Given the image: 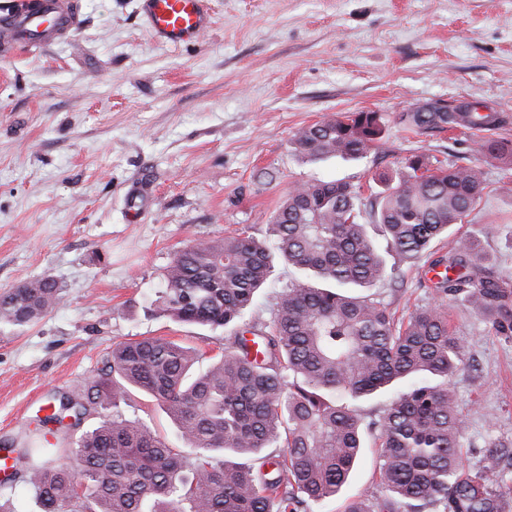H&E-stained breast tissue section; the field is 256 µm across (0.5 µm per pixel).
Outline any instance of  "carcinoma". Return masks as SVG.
<instances>
[{"label": "carcinoma", "mask_w": 512, "mask_h": 512, "mask_svg": "<svg viewBox=\"0 0 512 512\" xmlns=\"http://www.w3.org/2000/svg\"><path fill=\"white\" fill-rule=\"evenodd\" d=\"M402 120L417 132L496 125L490 113L424 112ZM382 134L375 112L325 118L300 129L295 150L312 161L361 159ZM473 152L512 165V141L478 140ZM485 171L477 164L432 166L406 159L399 183L369 197L349 182L305 183L273 216L270 239L244 233L193 243L166 266L156 299L161 313L190 325L224 328L227 346L194 373L199 350L166 338L119 343L100 373L71 395L72 409L45 417L76 424L89 413L68 460L40 461L46 434L8 449L25 472L40 512H302L340 494L365 448L353 402L396 382L412 384L369 430L380 439L382 501L351 500L344 512H504L498 451L475 471L461 458L466 419L450 389L466 342L448 306L478 313L512 337V285L479 248L485 226L430 261L434 303L397 320L371 293L393 277L368 225L397 253L431 256L433 244L479 204ZM282 261L301 273L280 294L270 324L244 321ZM61 299L50 277L0 296V324L26 326ZM154 398L186 444L189 460L120 410L128 387Z\"/></svg>", "instance_id": "obj_1"}]
</instances>
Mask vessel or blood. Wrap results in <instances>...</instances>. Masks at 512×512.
<instances>
[{
  "instance_id": "vessel-or-blood-1",
  "label": "vessel or blood",
  "mask_w": 512,
  "mask_h": 512,
  "mask_svg": "<svg viewBox=\"0 0 512 512\" xmlns=\"http://www.w3.org/2000/svg\"><path fill=\"white\" fill-rule=\"evenodd\" d=\"M143 13L154 36L173 46L198 40L211 25L207 0H143ZM76 27L59 0H0L1 45L44 50Z\"/></svg>"
}]
</instances>
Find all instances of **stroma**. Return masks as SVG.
I'll return each mask as SVG.
<instances>
[{
  "instance_id": "obj_1",
  "label": "stroma",
  "mask_w": 512,
  "mask_h": 512,
  "mask_svg": "<svg viewBox=\"0 0 512 512\" xmlns=\"http://www.w3.org/2000/svg\"><path fill=\"white\" fill-rule=\"evenodd\" d=\"M213 24L173 47L149 33L141 0H62L79 18L44 53L0 55V293L49 276L61 300L34 323L0 325V448L26 442L50 397L95 375L116 344L165 337L201 349L202 372L223 329L173 321L155 304L162 274L190 243L241 231L268 237L293 187L344 180L382 190L406 158L467 163L474 130L419 135L403 113L432 102L482 105L512 141V0H207ZM375 112L382 135L367 157L312 162L295 152L301 128ZM476 210L460 236L493 227L486 250L512 284V166L485 164ZM377 285L397 317L432 303L426 259L387 257ZM291 271L276 263L246 317L271 320ZM467 342L451 388L466 416L462 461L503 447L512 512V337L478 314L450 309ZM122 412L176 450L185 444L157 402L131 389ZM340 497L381 496L376 446Z\"/></svg>"
}]
</instances>
